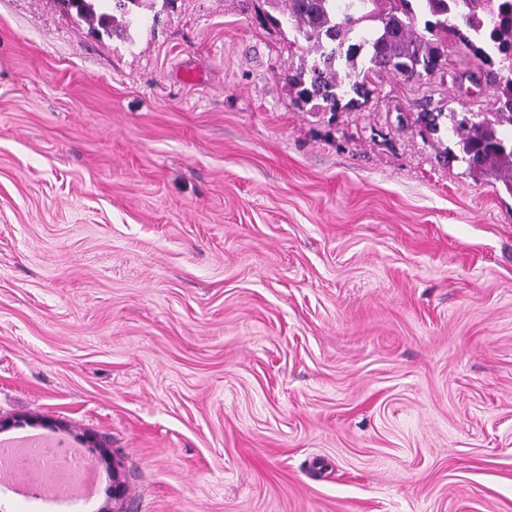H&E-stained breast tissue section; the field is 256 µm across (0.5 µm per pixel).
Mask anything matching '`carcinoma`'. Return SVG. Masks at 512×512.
<instances>
[{"mask_svg": "<svg viewBox=\"0 0 512 512\" xmlns=\"http://www.w3.org/2000/svg\"><path fill=\"white\" fill-rule=\"evenodd\" d=\"M79 17L108 29L114 15L97 11L105 0H83ZM266 20L307 44L288 77L297 102L320 100L330 112L368 100L384 73L410 81L442 69L448 43L459 42L481 62L480 82L493 89L489 112H420L436 133L448 118L459 159L470 173L512 194V0H270ZM423 29H418V21Z\"/></svg>", "mask_w": 512, "mask_h": 512, "instance_id": "carcinoma-1", "label": "carcinoma"}]
</instances>
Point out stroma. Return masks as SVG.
Wrapping results in <instances>:
<instances>
[{
	"label": "stroma",
	"mask_w": 512,
	"mask_h": 512,
	"mask_svg": "<svg viewBox=\"0 0 512 512\" xmlns=\"http://www.w3.org/2000/svg\"><path fill=\"white\" fill-rule=\"evenodd\" d=\"M271 10L0 0V439L101 479L0 512H512V194L417 120L493 91L297 104ZM148 0H83L85 3L82 12L77 14L82 19L96 22L98 26L107 31L114 18L113 14L107 12H97V7L103 2H112V11H118L121 15H127L132 12L133 7H142L143 2Z\"/></svg>",
	"instance_id": "stroma-1"
}]
</instances>
